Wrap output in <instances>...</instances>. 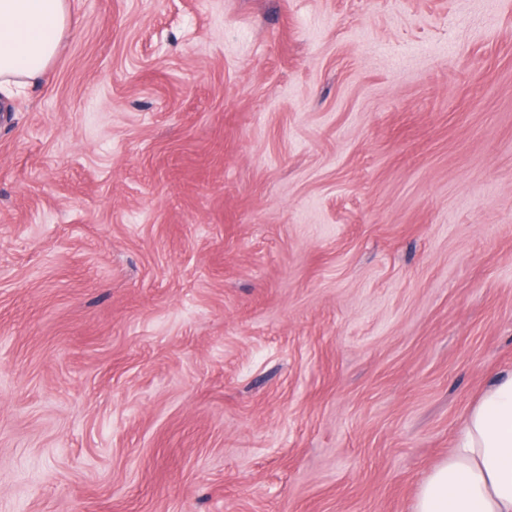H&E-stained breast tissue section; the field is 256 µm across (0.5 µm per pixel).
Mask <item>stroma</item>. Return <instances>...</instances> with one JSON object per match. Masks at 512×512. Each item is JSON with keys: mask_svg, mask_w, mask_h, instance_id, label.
I'll use <instances>...</instances> for the list:
<instances>
[{"mask_svg": "<svg viewBox=\"0 0 512 512\" xmlns=\"http://www.w3.org/2000/svg\"><path fill=\"white\" fill-rule=\"evenodd\" d=\"M0 119V512H411L512 374V0H69Z\"/></svg>", "mask_w": 512, "mask_h": 512, "instance_id": "stroma-1", "label": "stroma"}]
</instances>
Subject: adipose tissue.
I'll use <instances>...</instances> for the list:
<instances>
[{"label":"adipose tissue","mask_w":512,"mask_h":512,"mask_svg":"<svg viewBox=\"0 0 512 512\" xmlns=\"http://www.w3.org/2000/svg\"><path fill=\"white\" fill-rule=\"evenodd\" d=\"M70 27L67 0H0V93L45 79ZM413 512H512V375L484 392Z\"/></svg>","instance_id":"obj_1"}]
</instances>
